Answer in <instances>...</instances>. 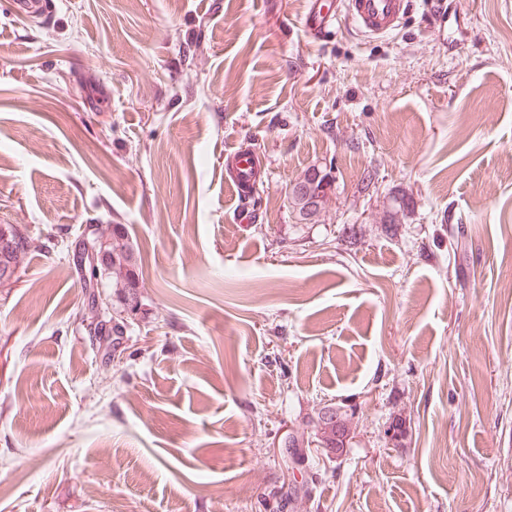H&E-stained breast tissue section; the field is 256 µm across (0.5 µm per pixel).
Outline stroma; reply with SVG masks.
Wrapping results in <instances>:
<instances>
[{
	"label": "stroma",
	"instance_id": "35a3bbf8",
	"mask_svg": "<svg viewBox=\"0 0 512 512\" xmlns=\"http://www.w3.org/2000/svg\"><path fill=\"white\" fill-rule=\"evenodd\" d=\"M308 2L0 0V224L122 225L145 295L110 361L64 249L0 286V512H305L326 405L318 512H512V0ZM16 15L27 20L38 14L39 17H47L51 12V2L48 0H15ZM319 0H312L304 26L314 35L331 31L341 18L348 19L362 34L380 37L399 29L412 0H336L334 9L323 11ZM226 167L230 170V184L241 194H248L259 172L257 158L249 150L241 149L227 159ZM323 175H324L323 172L319 168H317V167L316 168H312L307 173V175L305 176V178L303 180L295 183L292 186V189H291V192H290L291 201H293L294 199H303V202L308 201L309 196H308V194H306L308 182L316 183L321 178L317 182V184H315L314 186L311 187L310 190H311V196H315L316 198H320L319 199V207L317 209H315L314 212L318 213L320 210H322L321 208H323L322 205L324 204V198L326 196V192L324 190V186H322L323 180L325 179L326 176H323ZM315 200L316 199H311V200H309L307 202V208L308 209H314V207H315L314 201ZM341 409L342 407L320 409L315 412L311 422L316 429L314 435L318 436L322 447L335 451L341 450L342 453L343 448L348 444L349 428L347 422L349 415L346 411L342 412ZM349 417H352V413Z\"/></svg>",
	"mask_w": 512,
	"mask_h": 512
}]
</instances>
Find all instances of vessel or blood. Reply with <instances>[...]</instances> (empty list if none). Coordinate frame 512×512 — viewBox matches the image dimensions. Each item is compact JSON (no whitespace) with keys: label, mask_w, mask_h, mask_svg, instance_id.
Wrapping results in <instances>:
<instances>
[{"label":"vessel or blood","mask_w":512,"mask_h":512,"mask_svg":"<svg viewBox=\"0 0 512 512\" xmlns=\"http://www.w3.org/2000/svg\"><path fill=\"white\" fill-rule=\"evenodd\" d=\"M412 0H336L332 9H324L320 0H312L305 15L304 26L312 34L331 31L341 19H348L362 34L380 37L399 29L406 19ZM16 15L27 20L47 17L49 0H15ZM231 184L241 194H248L258 172L257 158L246 149L232 154L226 163Z\"/></svg>","instance_id":"b4317fda"}]
</instances>
